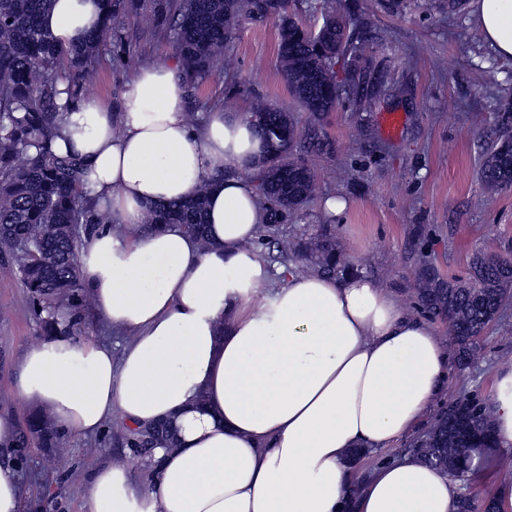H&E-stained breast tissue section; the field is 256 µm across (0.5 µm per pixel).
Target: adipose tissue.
Wrapping results in <instances>:
<instances>
[{
  "instance_id": "adipose-tissue-1",
  "label": "adipose tissue",
  "mask_w": 512,
  "mask_h": 512,
  "mask_svg": "<svg viewBox=\"0 0 512 512\" xmlns=\"http://www.w3.org/2000/svg\"><path fill=\"white\" fill-rule=\"evenodd\" d=\"M106 0H54L42 18L63 47L101 28ZM474 21L512 60V0H473ZM177 62L137 65L117 107L86 97L56 120V151L115 221L79 262L102 320L129 337L110 346L68 335L23 355L19 399L73 436L176 418V444L147 471L98 468L83 512H458L450 475L414 457L380 466L353 492L351 449L390 448L432 406L451 370L434 330L405 316L362 273L297 266L270 272L254 249L265 212L253 181L263 155L249 110L185 119ZM208 184V242L180 225L131 238L150 206ZM492 445L512 452V367L500 372ZM17 425L0 411V512H22L12 460Z\"/></svg>"
}]
</instances>
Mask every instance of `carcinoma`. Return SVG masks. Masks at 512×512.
<instances>
[{
    "label": "carcinoma",
    "mask_w": 512,
    "mask_h": 512,
    "mask_svg": "<svg viewBox=\"0 0 512 512\" xmlns=\"http://www.w3.org/2000/svg\"><path fill=\"white\" fill-rule=\"evenodd\" d=\"M53 0H0V257L16 270L46 335L80 336L90 304L79 265L84 239L110 213L99 207L81 181L80 161L54 151L55 118L69 102L87 94L98 77L105 33L114 30L112 61L129 45L117 22L125 17L141 24V35L168 39L187 85L197 88L220 76L224 49L241 21L277 20L280 71L303 111L314 120L336 110L339 100L336 64L351 69L348 85L358 89L384 83L370 58L362 56L351 17L328 10L322 23L308 29L290 10L289 0H107L105 25L71 49L57 47L40 24ZM261 117L256 132L265 155L257 189L266 211L262 231L269 232L286 215L301 210L315 191V174L297 156L294 116L277 105L257 101ZM497 139L486 149L479 176L485 192L512 186V112L498 119ZM207 189L185 200L148 210L137 231L179 224L208 245ZM283 262L296 261L322 274L344 272L335 238L321 234L309 242H277ZM512 296V261L477 254L469 276L444 280L431 267L417 278L416 297L434 317L448 321V336L458 362L478 363V340ZM495 422L492 408L463 395L441 411L415 442L422 461L459 479L471 453L490 444ZM171 433L157 423L124 433L123 444L145 459L157 441ZM17 447L32 442L43 448L65 445L51 419L35 412L17 433Z\"/></svg>",
    "instance_id": "cac0c4a2"
}]
</instances>
